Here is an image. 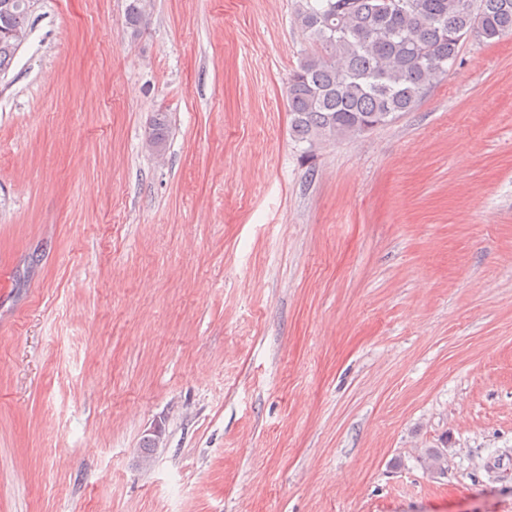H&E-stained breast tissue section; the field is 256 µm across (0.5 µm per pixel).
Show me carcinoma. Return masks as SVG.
Returning a JSON list of instances; mask_svg holds the SVG:
<instances>
[{"instance_id":"1","label":"carcinoma","mask_w":512,"mask_h":512,"mask_svg":"<svg viewBox=\"0 0 512 512\" xmlns=\"http://www.w3.org/2000/svg\"><path fill=\"white\" fill-rule=\"evenodd\" d=\"M147 0H129L126 24L148 21ZM295 22L312 51L291 72V130L313 148L361 136L413 111L455 64L462 44L512 35V0H297ZM20 49L0 36V73ZM166 113L149 121L148 146L161 155Z\"/></svg>"}]
</instances>
